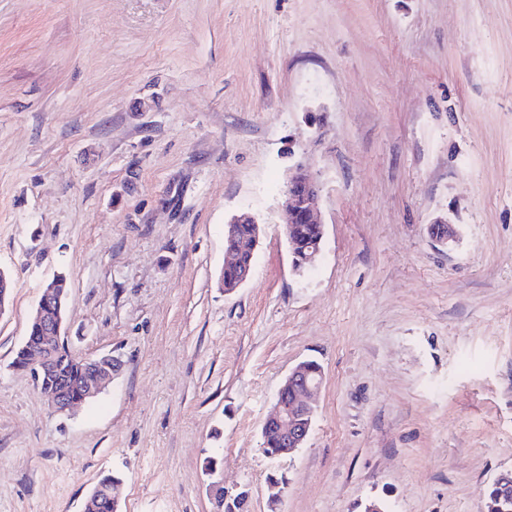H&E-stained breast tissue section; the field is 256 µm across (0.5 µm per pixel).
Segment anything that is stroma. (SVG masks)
Masks as SVG:
<instances>
[{"label": "stroma", "mask_w": 512, "mask_h": 512, "mask_svg": "<svg viewBox=\"0 0 512 512\" xmlns=\"http://www.w3.org/2000/svg\"><path fill=\"white\" fill-rule=\"evenodd\" d=\"M289 148L321 185L300 274ZM0 269V512H82L108 472L122 512H213L215 454L246 512H481L512 469V0H0ZM59 272L72 351L124 362L64 415L12 365ZM307 359L312 432L270 460ZM254 224H256V241L260 235L259 222L254 216L248 214L233 215L227 224L224 225V267L228 266L233 260L235 249V225L237 240L246 245L252 241L254 234ZM239 266L223 268L219 275V285L224 290H232L235 287V281H237V287L240 288L247 282L251 275L253 266V251L248 249L241 250L238 254ZM251 267H246V266ZM244 267L243 269H240ZM239 270V271H238ZM238 272V279H237ZM310 371L321 370V366L314 360L300 362L289 372L282 385L280 386L275 403L274 412L263 422L262 427L269 425L261 431L263 452L271 458L287 457L301 449L306 444L311 431L310 416L315 412L313 396L319 391L324 381V373L321 371L319 376L311 379L305 373V368ZM290 389L294 394L292 404L284 401L285 392ZM288 402L292 400L290 392L286 394ZM309 417L308 423L306 419ZM282 434V436H281ZM282 445L280 448V442Z\"/></svg>", "instance_id": "35a3bbf8"}]
</instances>
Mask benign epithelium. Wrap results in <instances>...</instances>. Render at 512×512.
Segmentation results:
<instances>
[{"instance_id":"benign-epithelium-1","label":"benign epithelium","mask_w":512,"mask_h":512,"mask_svg":"<svg viewBox=\"0 0 512 512\" xmlns=\"http://www.w3.org/2000/svg\"><path fill=\"white\" fill-rule=\"evenodd\" d=\"M282 209L288 217L284 234L288 242L290 256H296L297 241L293 236L296 224L323 225L320 212V186L309 165L298 162L289 168L286 189L281 200ZM257 219L248 214L234 215L224 225V265L233 261L235 225L255 224ZM60 296L58 280L54 277L43 284V295L38 303L36 319L43 336L31 347L32 358L25 367L36 385L41 388L52 409L65 414L79 404L94 398L122 370L123 361L111 353L85 357L86 381L79 399H73L67 385L61 382L53 353V345L62 335L63 322L55 308ZM306 362H300L289 372L280 386L274 412L263 422L267 426L274 423L282 434V445L274 454L275 458L287 457L306 444L311 431V423L306 418L315 412L313 396L324 381V373L311 379L305 373ZM292 391L293 403L284 401L285 392Z\"/></svg>"}]
</instances>
